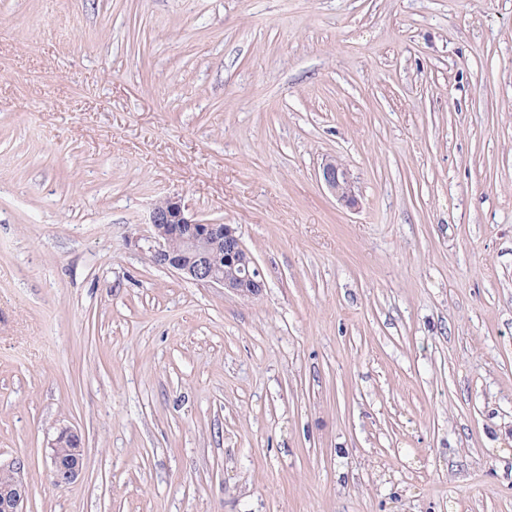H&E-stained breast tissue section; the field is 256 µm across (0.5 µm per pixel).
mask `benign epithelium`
<instances>
[{
  "label": "benign epithelium",
  "mask_w": 512,
  "mask_h": 512,
  "mask_svg": "<svg viewBox=\"0 0 512 512\" xmlns=\"http://www.w3.org/2000/svg\"><path fill=\"white\" fill-rule=\"evenodd\" d=\"M320 177L339 202L350 208L358 206L354 181L340 160L325 161ZM149 224L152 231L148 251L155 265L241 297L258 296L265 288L261 269L232 225L201 222L187 214L181 199L170 196L154 206ZM83 462L81 437L69 428L61 430L47 456L54 485L75 480ZM0 473L9 475L0 485V512H25L29 488L19 468L1 465Z\"/></svg>",
  "instance_id": "benign-epithelium-1"
}]
</instances>
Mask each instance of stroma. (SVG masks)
I'll return each mask as SVG.
<instances>
[{
	"label": "stroma",
	"instance_id": "1",
	"mask_svg": "<svg viewBox=\"0 0 512 512\" xmlns=\"http://www.w3.org/2000/svg\"><path fill=\"white\" fill-rule=\"evenodd\" d=\"M167 196L260 296L149 262ZM16 460L26 512H512V0H0ZM319 175L326 188L339 202L350 208L358 206L354 181L340 160H325ZM84 448L78 433L62 429L49 448L47 463L54 485L61 486L75 480L82 471Z\"/></svg>",
	"mask_w": 512,
	"mask_h": 512
}]
</instances>
